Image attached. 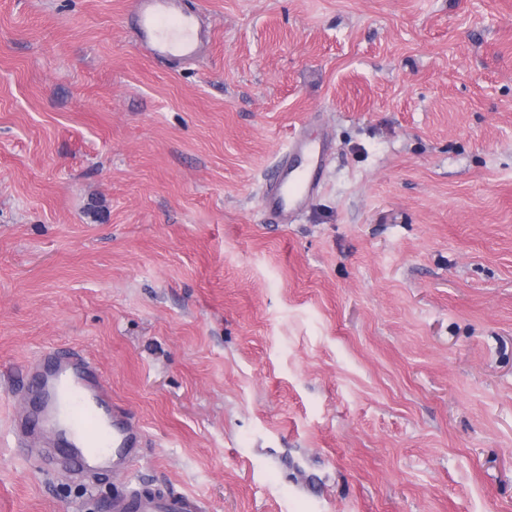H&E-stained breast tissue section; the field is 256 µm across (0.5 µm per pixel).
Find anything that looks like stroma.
Instances as JSON below:
<instances>
[{
    "label": "stroma",
    "instance_id": "1",
    "mask_svg": "<svg viewBox=\"0 0 512 512\" xmlns=\"http://www.w3.org/2000/svg\"><path fill=\"white\" fill-rule=\"evenodd\" d=\"M0 0V512H512V0ZM330 142L292 223L267 174ZM75 348L144 433L123 475L21 448ZM132 25L140 50L151 59L167 60L178 68L204 57L210 30L201 15L186 9V0H132ZM113 512H203L201 502L192 494L156 486L133 489L124 498L113 501Z\"/></svg>",
    "mask_w": 512,
    "mask_h": 512
}]
</instances>
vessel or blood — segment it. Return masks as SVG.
Returning <instances> with one entry per match:
<instances>
[{
    "instance_id": "b4317fda",
    "label": "vessel or blood",
    "mask_w": 512,
    "mask_h": 512,
    "mask_svg": "<svg viewBox=\"0 0 512 512\" xmlns=\"http://www.w3.org/2000/svg\"><path fill=\"white\" fill-rule=\"evenodd\" d=\"M186 0H132V25L140 50L173 66L203 58L210 32L201 15L186 9ZM327 161L324 144L295 134L262 194L264 209L279 223L290 222L319 189ZM25 371L34 382L25 395V411L16 425L32 437L58 442L66 438L74 462L86 466L111 460L120 466L135 459L143 431L112 401V390L79 354H46ZM112 512H203L201 502L185 492L156 486L133 489L113 501Z\"/></svg>"
}]
</instances>
